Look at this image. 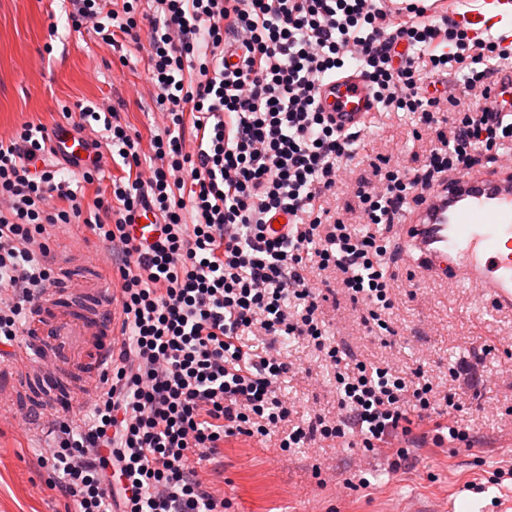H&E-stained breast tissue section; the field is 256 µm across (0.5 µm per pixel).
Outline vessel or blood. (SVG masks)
I'll list each match as a JSON object with an SVG mask.
<instances>
[{
    "instance_id": "vessel-or-blood-1",
    "label": "vessel or blood",
    "mask_w": 512,
    "mask_h": 512,
    "mask_svg": "<svg viewBox=\"0 0 512 512\" xmlns=\"http://www.w3.org/2000/svg\"><path fill=\"white\" fill-rule=\"evenodd\" d=\"M512 0H473L456 19L473 37L492 35L512 42ZM320 105L337 128L347 131L370 126L377 101L367 83L353 70L329 78L320 88ZM88 135L60 122L49 133L48 148L57 158L94 165ZM136 242L150 243L159 220L143 209L129 228ZM398 242L414 275L476 289L496 313H512V162L493 176L468 173L425 195L398 226ZM95 261L79 252L63 262L58 281L42 294L28 319V342L18 350L16 369L39 379L45 392L57 384L61 365L79 368L77 384L65 390L66 408L92 394L109 366L117 338L111 313L115 292L111 279L94 272Z\"/></svg>"
}]
</instances>
